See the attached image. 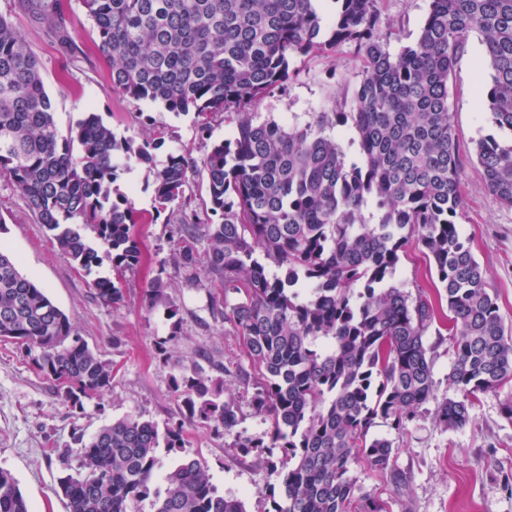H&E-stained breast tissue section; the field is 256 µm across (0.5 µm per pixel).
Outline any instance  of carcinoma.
Here are the masks:
<instances>
[{"mask_svg":"<svg viewBox=\"0 0 512 512\" xmlns=\"http://www.w3.org/2000/svg\"><path fill=\"white\" fill-rule=\"evenodd\" d=\"M82 0L110 66L112 89L135 101L194 113L200 133L224 113L229 136L203 162L206 219H183L175 262H196V243L212 280L237 302L211 304L214 318L240 332L250 368L239 381L273 423L265 463L281 480L269 512H389L359 493L351 465L359 457L396 487L393 442L371 437L373 420L401 431L434 398L436 309L390 283L400 252L414 238L431 258L447 303L455 396L435 408L444 430L473 421L479 395L512 383V327L458 219L462 156L450 112L449 79L472 34L482 37L493 70L484 91L499 138L477 142L484 181L512 207V0H431L415 45L393 57L377 34L379 0ZM61 44L75 46L59 0H32ZM351 45L363 78L349 112H317L303 125L258 119L259 101L288 80L298 54ZM357 137L361 159L346 164L336 126ZM160 143L117 136L87 112L59 134L41 63L11 19L0 13V175L7 176L38 222L52 232L78 272L90 273L97 250L90 227L112 252L114 277L93 281L106 305L124 301L119 276L142 261L138 212L118 180L143 167L156 214L184 198L195 164L190 154L156 161ZM371 204L379 223L368 224ZM149 304L177 308L156 277ZM0 341L39 351L37 368L72 408L112 383V363L74 334L69 317L0 250ZM186 419L164 427L128 417L79 441L80 469L57 479L68 512H246L242 499L219 494L196 459L155 485L157 449L185 445V424L230 432L236 400L225 397L224 372L173 380ZM0 512H29L11 472L0 469Z\"/></svg>","mask_w":512,"mask_h":512,"instance_id":"1","label":"carcinoma"}]
</instances>
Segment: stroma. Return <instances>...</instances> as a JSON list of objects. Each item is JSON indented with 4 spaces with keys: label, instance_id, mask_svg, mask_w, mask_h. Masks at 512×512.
Masks as SVG:
<instances>
[{
    "label": "stroma",
    "instance_id": "obj_1",
    "mask_svg": "<svg viewBox=\"0 0 512 512\" xmlns=\"http://www.w3.org/2000/svg\"><path fill=\"white\" fill-rule=\"evenodd\" d=\"M67 26L76 44L69 50L34 19L21 0H0V12L10 15L43 66L45 88L53 103L60 134H68L85 112L99 113L120 136L159 138L156 156L184 150L202 164L212 140L227 137L223 114L210 115L211 140L201 139L193 115H174L149 102H135L112 88L109 66L95 44L96 36L81 0H62ZM430 0H382L379 36L390 54L414 45L429 11ZM283 88L267 94L257 110L263 118L304 124L312 113L344 111L343 89L354 88L363 65L353 48L296 55ZM483 43L472 36L450 83V106L455 134L464 150L463 204L459 223L472 251L486 271L489 291L496 295L506 325L512 326V208L487 189L481 167L473 157L476 142L498 130L480 95L490 81ZM122 188L144 219L136 232L142 263L126 273L121 286L125 301L111 307L94 295L92 282L112 274V255L98 247L92 275L78 273L51 234L38 224L20 194L0 177V248L13 253L21 270L40 284L48 297L70 318L75 332L90 348L111 361L112 384L83 409L69 410L40 373L33 356L12 343L0 342V468L9 470L32 512H66L55 494L64 468L78 469L73 452L77 436L92 437L104 425L124 417H141L166 424L180 417L171 389L174 376L212 365L225 369L228 393L236 398L239 425L234 433H215L188 427L184 448H159L162 470L184 459L199 460L220 494L244 501L247 512H268V494L278 486L275 472L265 464L267 449L237 447L241 437H261L272 424L257 414L252 391L235 374L248 360L239 331L214 320L212 301L236 302L211 282L204 260L190 266L175 263L181 243L183 214L202 210L207 199L201 174L189 177L184 201L155 214L152 191L142 168L122 177ZM163 277L181 320L171 334L167 313L149 307L146 295L152 280ZM395 280L410 293L435 298L437 278L426 250L409 242L400 254ZM167 341L169 353L158 351ZM500 395H480L473 421L464 429L443 430L432 413H425L402 432L376 420L370 432L392 440L394 465L409 479L403 489L357 459L352 472L362 491L388 502L390 512H512V421L500 414Z\"/></svg>",
    "mask_w": 512,
    "mask_h": 512
}]
</instances>
